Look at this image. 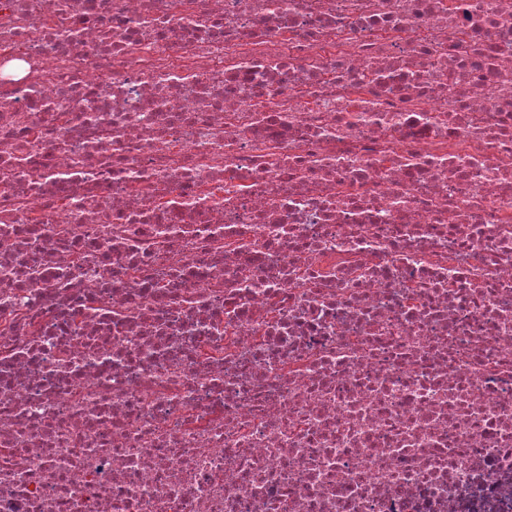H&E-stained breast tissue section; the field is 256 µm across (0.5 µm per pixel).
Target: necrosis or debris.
Listing matches in <instances>:
<instances>
[{
	"mask_svg": "<svg viewBox=\"0 0 512 512\" xmlns=\"http://www.w3.org/2000/svg\"><path fill=\"white\" fill-rule=\"evenodd\" d=\"M0 512H512V0H0Z\"/></svg>",
	"mask_w": 512,
	"mask_h": 512,
	"instance_id": "obj_1",
	"label": "necrosis or debris"
}]
</instances>
